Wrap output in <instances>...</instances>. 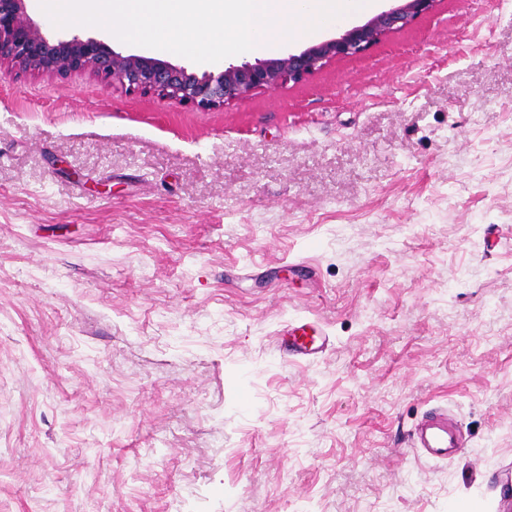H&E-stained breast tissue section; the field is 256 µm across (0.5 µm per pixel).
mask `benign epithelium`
<instances>
[{
    "instance_id": "obj_1",
    "label": "benign epithelium",
    "mask_w": 512,
    "mask_h": 512,
    "mask_svg": "<svg viewBox=\"0 0 512 512\" xmlns=\"http://www.w3.org/2000/svg\"><path fill=\"white\" fill-rule=\"evenodd\" d=\"M437 0H402L343 34L281 58L230 64L198 74L168 61L124 55L96 38H49L27 14L26 0H0V71L10 68L47 77L89 72L144 93L157 92L201 108L221 107L284 81H299L327 62L361 53L432 11Z\"/></svg>"
}]
</instances>
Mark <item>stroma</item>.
Listing matches in <instances>:
<instances>
[{"mask_svg":"<svg viewBox=\"0 0 512 512\" xmlns=\"http://www.w3.org/2000/svg\"><path fill=\"white\" fill-rule=\"evenodd\" d=\"M510 464L512 0L219 108L0 77V512H512ZM288 351L289 356L307 358L315 354V342L312 336L306 335L305 325L296 328L285 341L284 346H281ZM418 448L433 459H448L460 448L455 432L448 426V414L441 411L424 416L414 431Z\"/></svg>","mask_w":512,"mask_h":512,"instance_id":"obj_1","label":"stroma"}]
</instances>
